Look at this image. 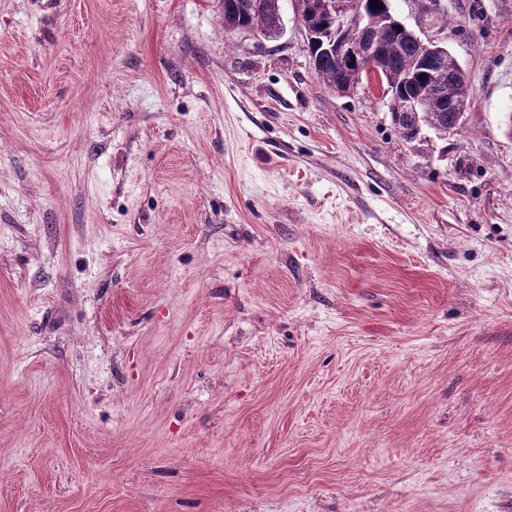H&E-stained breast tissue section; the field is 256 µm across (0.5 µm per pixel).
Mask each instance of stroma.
Wrapping results in <instances>:
<instances>
[{"instance_id": "35a3bbf8", "label": "stroma", "mask_w": 512, "mask_h": 512, "mask_svg": "<svg viewBox=\"0 0 512 512\" xmlns=\"http://www.w3.org/2000/svg\"><path fill=\"white\" fill-rule=\"evenodd\" d=\"M405 140L219 0H0V512H512V0H390Z\"/></svg>"}]
</instances>
